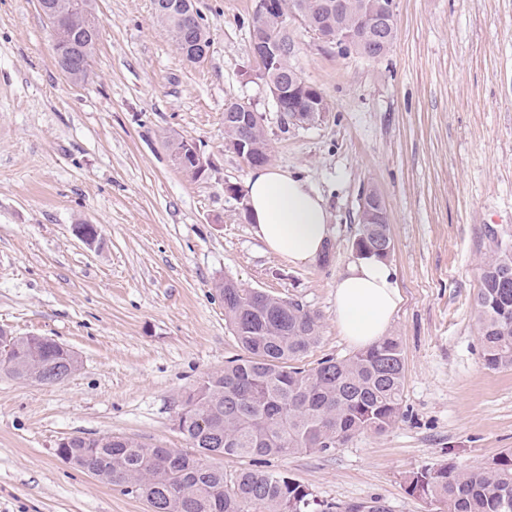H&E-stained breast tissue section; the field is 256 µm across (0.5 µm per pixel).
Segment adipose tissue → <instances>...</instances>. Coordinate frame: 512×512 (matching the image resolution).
<instances>
[{
    "label": "adipose tissue",
    "instance_id": "adipose-tissue-1",
    "mask_svg": "<svg viewBox=\"0 0 512 512\" xmlns=\"http://www.w3.org/2000/svg\"><path fill=\"white\" fill-rule=\"evenodd\" d=\"M249 218L271 253L293 265L315 261L331 234L323 196L296 174L265 165L246 180ZM337 322L355 348H368L384 338L400 302L391 269L384 261L352 260L336 280Z\"/></svg>",
    "mask_w": 512,
    "mask_h": 512
}]
</instances>
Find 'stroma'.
<instances>
[{
	"mask_svg": "<svg viewBox=\"0 0 512 512\" xmlns=\"http://www.w3.org/2000/svg\"><path fill=\"white\" fill-rule=\"evenodd\" d=\"M196 6L211 46L190 63L152 0H92L100 37L75 83L36 0H0V327L79 358L60 383L0 371V512H149L57 448L125 435L187 450L173 425L181 396L242 353L218 279L317 312L321 341L307 363L353 354L334 291L368 189L393 242L403 416L383 434L273 466L328 502L379 497L392 512H439L406 492V472L476 468L512 448V367L485 366L474 319L491 240L512 239V0H396L397 37L378 60L339 53L289 20L290 62L329 105L303 125L257 72L255 0ZM230 103L252 106L273 165L325 198L327 261L295 266L269 252L226 193L250 172L224 147ZM181 139L210 159L205 176L174 165L169 145ZM80 222L97 225V246L76 238Z\"/></svg>",
	"mask_w": 512,
	"mask_h": 512,
	"instance_id": "obj_1",
	"label": "stroma"
}]
</instances>
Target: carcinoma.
<instances>
[{
	"instance_id": "carcinoma-1",
	"label": "carcinoma",
	"mask_w": 512,
	"mask_h": 512,
	"mask_svg": "<svg viewBox=\"0 0 512 512\" xmlns=\"http://www.w3.org/2000/svg\"><path fill=\"white\" fill-rule=\"evenodd\" d=\"M71 14L62 40L72 52L92 58L95 45L83 39L91 11L89 0ZM186 61L210 47L205 24L184 35L175 18L156 13ZM274 38L281 44V70L291 71L294 45L285 22L254 19L251 41ZM396 28L371 47L360 41L343 47L373 59L388 52ZM196 145L180 140L172 156L180 170L197 178L191 153ZM368 214H360L359 234L365 252L379 258L380 236L368 231ZM475 298L476 324L482 357L489 369L512 366V247L493 239ZM224 304V317L243 354L224 370L209 373L185 393L177 412L176 429L193 449L174 461L158 445L132 437H74L65 448L69 463L121 492L144 499L158 512H391L373 497L344 504L318 499L271 461L307 452H329L353 437L382 434L401 414L405 357L398 337L342 358H327L314 366L304 363L320 340V316L301 303L226 278L215 283ZM14 361H0L12 375L42 369L75 371L78 358L64 355L49 339L35 343L27 336H10ZM251 466L228 473L206 463L211 454ZM411 496L440 502L446 512H512V449L485 465L465 468L454 462L422 468L405 476Z\"/></svg>"
}]
</instances>
